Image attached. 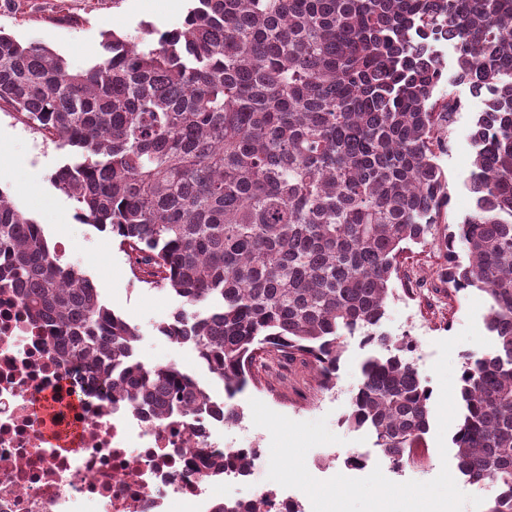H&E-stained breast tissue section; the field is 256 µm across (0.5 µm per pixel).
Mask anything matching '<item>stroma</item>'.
<instances>
[{"label":"stroma","instance_id":"obj_1","mask_svg":"<svg viewBox=\"0 0 512 512\" xmlns=\"http://www.w3.org/2000/svg\"><path fill=\"white\" fill-rule=\"evenodd\" d=\"M192 0H0V30L22 42H37L60 55L74 70L89 67L103 53L105 34L113 33L138 43L150 35L182 27ZM451 96L464 106L456 113L448 133V146L438 162L448 178L450 204L446 224L460 223L474 208L473 195L465 185L472 168L474 148L470 133L482 100L471 99L467 86L448 83ZM67 149L51 141L16 112L0 109V167L13 170L15 177L0 182L16 207L41 224L51 245L62 248V260L85 273L96 286L103 302L138 331L135 356L149 365L174 364L192 374L212 394L221 393V381L197 357L191 344H177L160 332L172 319L178 298L166 288L152 287L134 280L125 253L108 232L75 220L73 201L56 190L51 174L67 159ZM443 263L434 246L417 247L411 253L406 274L408 288H395L381 323L382 331L412 336L416 348L411 358L432 392L439 382L432 370L437 358L436 341L456 336L468 321L484 329L488 313L485 293L470 289L452 296L438 278ZM478 310H471V300ZM365 352L358 338L347 339L334 387L320 386L315 373L303 359L291 361L271 353L255 362V383L235 397L242 409L241 441L259 440L269 448L270 434L255 426L251 400L265 403L273 411L296 421L326 418L339 443L312 448L306 456L310 474L320 480L342 474L352 478L367 476L380 467L391 481L426 482L441 470L435 432H428L422 461L393 468L373 436L344 424L350 400L361 375L359 364ZM367 456L368 465L352 469L345 461L351 455Z\"/></svg>","mask_w":512,"mask_h":512}]
</instances>
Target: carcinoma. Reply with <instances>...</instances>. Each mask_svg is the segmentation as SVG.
Listing matches in <instances>:
<instances>
[{"label":"carcinoma","instance_id":"cac0c4a2","mask_svg":"<svg viewBox=\"0 0 512 512\" xmlns=\"http://www.w3.org/2000/svg\"><path fill=\"white\" fill-rule=\"evenodd\" d=\"M441 34L485 95L475 206L447 233L437 159L462 104L437 111ZM103 50L72 71L0 32V107L70 148L51 184L112 234L138 281L180 298L160 333L194 346L228 402L138 360L137 330L1 189L0 289L53 325L104 396L226 424L243 419L230 400L260 355L302 357L331 387L358 333L369 354L345 422L398 469L426 447L431 390L413 338L379 326L403 255L433 244L441 282L488 296L494 340L462 367L456 469L495 487L487 512H512V0H194L182 27L138 44L110 34Z\"/></svg>","mask_w":512,"mask_h":512}]
</instances>
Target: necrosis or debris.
Returning a JSON list of instances; mask_svg holds the SVG:
<instances>
[{
	"label": "necrosis or debris",
	"instance_id": "obj_1",
	"mask_svg": "<svg viewBox=\"0 0 512 512\" xmlns=\"http://www.w3.org/2000/svg\"><path fill=\"white\" fill-rule=\"evenodd\" d=\"M222 418L145 417L104 397L86 362L0 289V512H216L250 470L198 473L197 449L234 453Z\"/></svg>",
	"mask_w": 512,
	"mask_h": 512
}]
</instances>
